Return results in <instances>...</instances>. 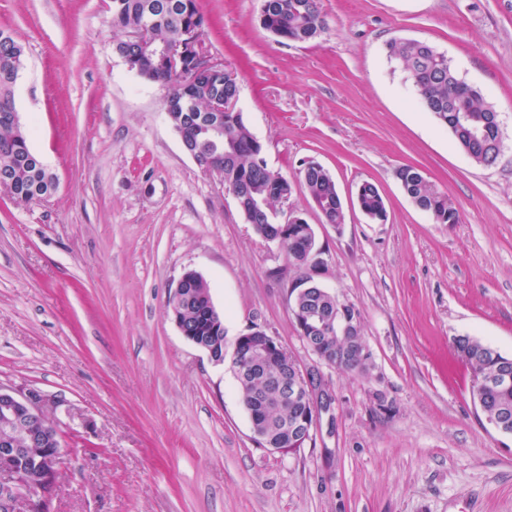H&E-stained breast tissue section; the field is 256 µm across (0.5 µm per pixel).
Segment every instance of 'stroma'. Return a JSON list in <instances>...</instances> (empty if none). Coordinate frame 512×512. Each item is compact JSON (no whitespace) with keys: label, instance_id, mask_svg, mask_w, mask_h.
Returning <instances> with one entry per match:
<instances>
[{"label":"stroma","instance_id":"1","mask_svg":"<svg viewBox=\"0 0 512 512\" xmlns=\"http://www.w3.org/2000/svg\"><path fill=\"white\" fill-rule=\"evenodd\" d=\"M209 53L238 77V106L269 169L326 250L319 282L360 312L373 367L318 361L300 338L298 272L187 154L166 90L113 50L109 0H0L25 46L15 106L57 179L46 201L0 190V385L63 401L51 512H512V437L489 424L454 354L458 335L512 355V0H320L328 29L284 44L261 0H198ZM427 42L480 86L503 153L474 165L385 55ZM334 175L341 227L323 223L304 162ZM416 166L459 211L438 224L396 171ZM376 184L386 222L355 201ZM209 283L226 344L262 327L332 392L312 442L256 443L230 365L167 319L187 270Z\"/></svg>","mask_w":512,"mask_h":512}]
</instances>
